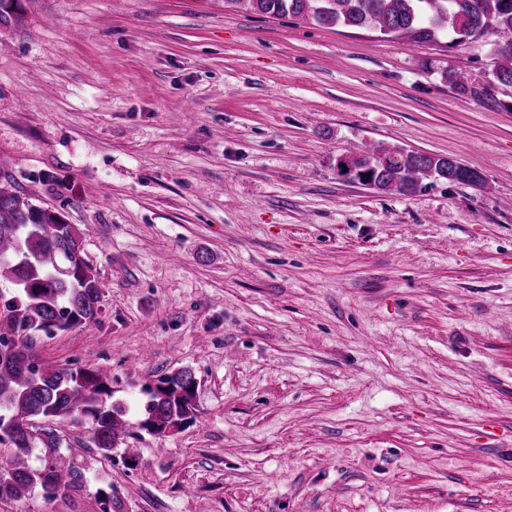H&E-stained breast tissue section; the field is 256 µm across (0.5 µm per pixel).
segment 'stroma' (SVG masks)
Here are the masks:
<instances>
[{"label":"stroma","mask_w":512,"mask_h":512,"mask_svg":"<svg viewBox=\"0 0 512 512\" xmlns=\"http://www.w3.org/2000/svg\"><path fill=\"white\" fill-rule=\"evenodd\" d=\"M487 41L410 43L224 0H27L0 27V185L60 212L103 283L35 354L93 363L130 419L191 369L196 420L0 512H512V87ZM484 187L383 193L348 147ZM127 446V447H128Z\"/></svg>","instance_id":"stroma-1"}]
</instances>
